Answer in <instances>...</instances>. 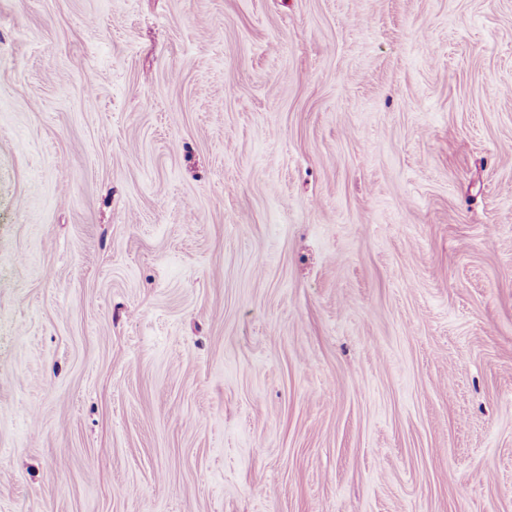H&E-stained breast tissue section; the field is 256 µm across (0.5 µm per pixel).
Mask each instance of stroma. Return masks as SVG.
Masks as SVG:
<instances>
[{
    "mask_svg": "<svg viewBox=\"0 0 512 512\" xmlns=\"http://www.w3.org/2000/svg\"><path fill=\"white\" fill-rule=\"evenodd\" d=\"M0 512H512V0H0Z\"/></svg>",
    "mask_w": 512,
    "mask_h": 512,
    "instance_id": "obj_1",
    "label": "stroma"
}]
</instances>
